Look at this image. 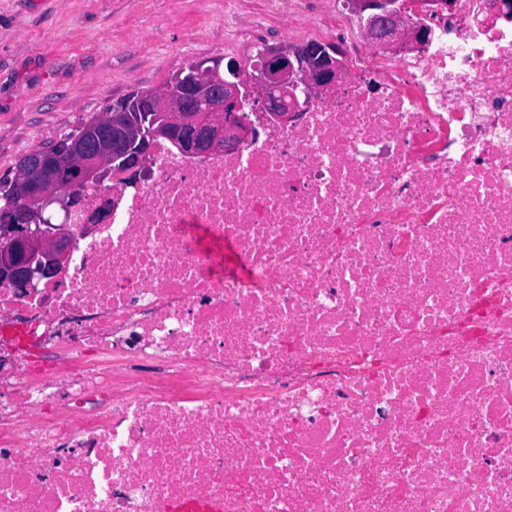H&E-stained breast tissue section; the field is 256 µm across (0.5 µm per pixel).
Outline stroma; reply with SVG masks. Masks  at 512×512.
I'll use <instances>...</instances> for the list:
<instances>
[{
  "label": "stroma",
  "instance_id": "1",
  "mask_svg": "<svg viewBox=\"0 0 512 512\" xmlns=\"http://www.w3.org/2000/svg\"><path fill=\"white\" fill-rule=\"evenodd\" d=\"M330 0H0V180L135 89L188 64L325 40Z\"/></svg>",
  "mask_w": 512,
  "mask_h": 512
}]
</instances>
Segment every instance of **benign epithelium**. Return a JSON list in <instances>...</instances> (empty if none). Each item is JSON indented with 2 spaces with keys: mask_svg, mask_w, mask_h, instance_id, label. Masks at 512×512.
I'll list each match as a JSON object with an SVG mask.
<instances>
[{
  "mask_svg": "<svg viewBox=\"0 0 512 512\" xmlns=\"http://www.w3.org/2000/svg\"><path fill=\"white\" fill-rule=\"evenodd\" d=\"M367 16L365 36L377 49L423 44L430 30L409 23L394 0H355ZM250 72L236 59H206L191 74L174 78L150 94L132 91L113 113L80 128L65 144L54 143L26 153L6 185L10 203L0 210V281L23 290L36 279L53 278L65 261L68 243L51 235L45 210L56 203L70 212L79 203L80 186L110 170L133 172L161 134L188 156L233 150L253 136L242 119L250 102L280 125L295 122L298 98L339 83L343 64L323 43L265 47ZM152 113L149 127L136 116Z\"/></svg>",
  "mask_w": 512,
  "mask_h": 512,
  "instance_id": "7a95c632",
  "label": "benign epithelium"
}]
</instances>
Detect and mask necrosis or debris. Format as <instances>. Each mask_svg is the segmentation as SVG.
Wrapping results in <instances>:
<instances>
[{
  "label": "necrosis or debris",
  "mask_w": 512,
  "mask_h": 512,
  "mask_svg": "<svg viewBox=\"0 0 512 512\" xmlns=\"http://www.w3.org/2000/svg\"><path fill=\"white\" fill-rule=\"evenodd\" d=\"M404 3L421 50L156 141L0 284V512H512V7Z\"/></svg>",
  "instance_id": "necrosis-or-debris-1"
}]
</instances>
